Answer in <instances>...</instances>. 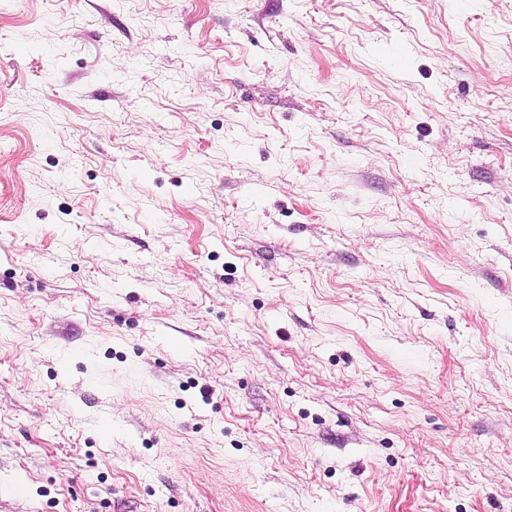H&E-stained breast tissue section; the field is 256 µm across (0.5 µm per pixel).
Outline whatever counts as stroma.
I'll return each instance as SVG.
<instances>
[{
    "label": "stroma",
    "mask_w": 512,
    "mask_h": 512,
    "mask_svg": "<svg viewBox=\"0 0 512 512\" xmlns=\"http://www.w3.org/2000/svg\"><path fill=\"white\" fill-rule=\"evenodd\" d=\"M0 512H512V0H0Z\"/></svg>",
    "instance_id": "1"
}]
</instances>
